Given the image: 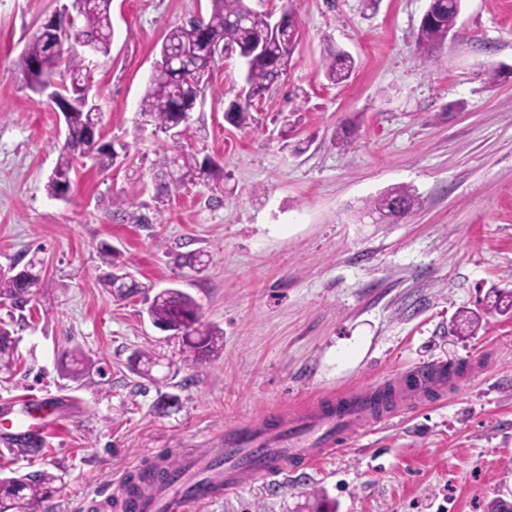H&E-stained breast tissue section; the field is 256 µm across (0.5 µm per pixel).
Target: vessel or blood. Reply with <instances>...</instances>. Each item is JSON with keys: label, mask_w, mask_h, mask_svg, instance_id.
<instances>
[{"label": "vessel or blood", "mask_w": 512, "mask_h": 512, "mask_svg": "<svg viewBox=\"0 0 512 512\" xmlns=\"http://www.w3.org/2000/svg\"><path fill=\"white\" fill-rule=\"evenodd\" d=\"M438 374L431 368L405 371L398 380L399 395L412 396L436 389ZM398 402L375 405L373 392L349 391L338 394L334 403L304 410L286 418L281 426L288 440L273 446L267 427L257 422L230 430L224 435L227 461L220 470L211 469L204 455L188 458L182 479L192 494L161 486L141 498L138 512H188L191 504L223 498L236 490L244 476L271 477L288 473L313 459L333 455L371 424L394 415Z\"/></svg>", "instance_id": "vessel-or-blood-1"}]
</instances>
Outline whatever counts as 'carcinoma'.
Returning a JSON list of instances; mask_svg holds the SVG:
<instances>
[{"mask_svg":"<svg viewBox=\"0 0 512 512\" xmlns=\"http://www.w3.org/2000/svg\"><path fill=\"white\" fill-rule=\"evenodd\" d=\"M211 10L205 21L206 30L200 31L191 22L175 25L166 31L162 46L175 56L184 55L185 50L194 48L202 40H218L239 47H249L263 43L268 53L253 59L245 71L244 82L259 97L266 96L277 79L288 70L295 46H285L274 38L270 30V14L257 12L246 0H210ZM112 0H94L87 8L73 10L75 25L79 34L98 41L100 54L110 53L112 39L111 20ZM461 10V0H435L432 13L422 18L417 40L419 44L434 48L443 45L448 39ZM51 45L39 31L28 38L19 60L25 84L34 92H40L48 74L40 67ZM215 65L209 63L205 55L189 57L182 61L179 70L173 74H164L150 78L149 85L140 101V115L152 123L154 129L164 133L176 124L180 113L192 108L197 97L212 85ZM354 70V60L343 52L330 53L323 61V75L333 84H341L350 79ZM55 73L61 77L56 89L58 104L62 111L69 113V130L57 163L45 183L48 196L58 199L65 195L70 185V173L75 163L82 159H92L106 168L113 164L117 153L112 143L102 141L99 134L101 123L100 107L93 101L88 102L76 93L75 87L87 78L84 59L73 52L59 54L55 59ZM255 103L243 100L234 104L225 114L227 121L238 128L257 123L253 114ZM156 165L169 169L177 168L174 182L179 185L207 183L214 177V170L200 164L192 157L164 155L156 160ZM416 204L414 191L404 185L391 187L382 193L367 199L363 211L368 215L385 216L391 220L407 214ZM115 214L132 224H146L148 220L137 213L133 206L118 197L113 200ZM211 255L202 250H193L174 255L175 268L188 270L196 275L204 272L209 265ZM40 262L30 260L23 274L12 270H0V303H10L14 309L24 310L31 302L41 305L51 302L48 289L44 288ZM123 268L114 266V271L102 281V286L117 300H126L135 295L146 293V289L137 280L125 281L120 287L115 282ZM148 314L153 323L170 332L179 339L181 362L197 364L218 352L223 346V332L203 320L200 306L188 293L179 288H164L156 292L148 306ZM13 321L0 320V371L12 370L15 363V340ZM74 368L70 376L80 378L90 371L89 359L82 351L71 354ZM163 366L161 357L151 348L135 351L129 359V367L134 374L166 388L161 394V408L168 410L179 405V396L167 392L175 386L173 380L178 371L172 365H166L167 372L160 377L153 371ZM180 478L175 465L149 469L128 480V493L136 495L144 483L173 484ZM61 476L51 471H39L33 474H18L0 477V512H31L34 504L45 498Z\"/></svg>","mask_w":512,"mask_h":512,"instance_id":"1","label":"carcinoma"}]
</instances>
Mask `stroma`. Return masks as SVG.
I'll return each mask as SVG.
<instances>
[{
  "label": "stroma",
  "mask_w": 512,
  "mask_h": 512,
  "mask_svg": "<svg viewBox=\"0 0 512 512\" xmlns=\"http://www.w3.org/2000/svg\"><path fill=\"white\" fill-rule=\"evenodd\" d=\"M68 0H0V268L40 258L52 306L17 320L18 361L0 372V436L16 435L20 395L63 398L65 429L35 450L0 446V472L46 469L61 483L35 512H101L131 472L209 453L224 432L299 410L344 390L446 365L445 391L413 396L338 454L300 470L250 479L192 512H486L512 501V0H463L458 36L428 63L416 43L429 0H248L300 21L291 66L236 128L224 111L241 86L237 58L218 62L193 130L174 144L142 125L139 102L169 26L208 15L210 0H112V47L90 95L104 141L127 154L70 176L66 200L44 184L64 142L63 117L26 87L25 41ZM355 60L329 84L327 49ZM288 114V137L272 118ZM214 159L227 182L175 187L161 151ZM394 185L418 203L393 224L364 217V201ZM160 224H129L112 200L130 197ZM111 244L136 279L178 287L224 333L221 352L181 366L178 410L128 368L155 347L177 357L143 296L119 301L100 284ZM204 249L184 278L173 254ZM93 365L61 375L71 350Z\"/></svg>",
  "instance_id": "35a3bbf8"
}]
</instances>
